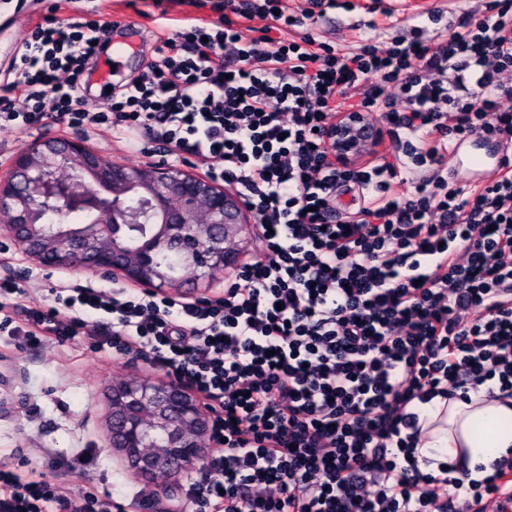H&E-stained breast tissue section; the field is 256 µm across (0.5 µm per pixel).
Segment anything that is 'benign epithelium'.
<instances>
[{
  "label": "benign epithelium",
  "instance_id": "benign-epithelium-1",
  "mask_svg": "<svg viewBox=\"0 0 512 512\" xmlns=\"http://www.w3.org/2000/svg\"><path fill=\"white\" fill-rule=\"evenodd\" d=\"M373 120L363 123L358 115L336 123V155L346 157L358 148L366 131L378 137ZM42 160L33 167L19 158L0 178V210L9 215L0 235L12 239L24 251L46 266H68L96 272L119 271L130 282H139L138 269L151 258L130 259L128 250L109 248L92 251L91 237L78 234L60 241L55 248L33 247L30 217L34 213L63 212L75 205L93 207L106 201V220L95 222V234L110 240L125 236L124 225L140 224L148 214L167 224L166 235L157 238L153 249L180 251L192 260L202 276L221 273L236 265L231 244L250 230L248 209L240 195L212 183L204 184L183 171L165 164L150 165L141 176L152 186L145 210L130 207L135 176L126 168L100 162L78 141L48 140ZM81 156V168L95 169L96 185L79 180L74 164ZM71 170L66 178L59 173ZM207 234L213 246L199 249L200 236ZM112 441L123 454L129 469L142 476L165 474L175 479L210 453L204 447L209 418L195 396L179 383L168 380L151 383L130 379L112 385L109 392Z\"/></svg>",
  "mask_w": 512,
  "mask_h": 512
}]
</instances>
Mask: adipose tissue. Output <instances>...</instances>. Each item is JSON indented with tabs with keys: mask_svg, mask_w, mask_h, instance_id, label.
<instances>
[{
	"mask_svg": "<svg viewBox=\"0 0 512 512\" xmlns=\"http://www.w3.org/2000/svg\"><path fill=\"white\" fill-rule=\"evenodd\" d=\"M420 411L434 423L416 450L417 459L428 461L429 471L455 462L479 480L484 467L512 452V397L490 399L482 392L467 402L436 397Z\"/></svg>",
	"mask_w": 512,
	"mask_h": 512,
	"instance_id": "1",
	"label": "adipose tissue"
}]
</instances>
